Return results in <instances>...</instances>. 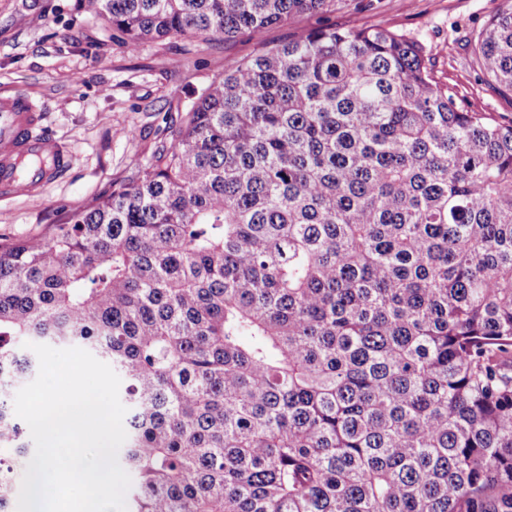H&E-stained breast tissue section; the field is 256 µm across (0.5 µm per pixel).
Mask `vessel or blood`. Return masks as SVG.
Here are the masks:
<instances>
[{"label": "vessel or blood", "instance_id": "vessel-or-blood-1", "mask_svg": "<svg viewBox=\"0 0 512 512\" xmlns=\"http://www.w3.org/2000/svg\"><path fill=\"white\" fill-rule=\"evenodd\" d=\"M43 120L25 95L0 97V196L37 194L70 168V152L45 130ZM27 160L34 166L25 171L21 164Z\"/></svg>", "mask_w": 512, "mask_h": 512}]
</instances>
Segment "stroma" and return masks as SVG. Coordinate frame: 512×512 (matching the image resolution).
I'll use <instances>...</instances> for the list:
<instances>
[{"instance_id": "35a3bbf8", "label": "stroma", "mask_w": 512, "mask_h": 512, "mask_svg": "<svg viewBox=\"0 0 512 512\" xmlns=\"http://www.w3.org/2000/svg\"><path fill=\"white\" fill-rule=\"evenodd\" d=\"M503 0H327L325 15H303L225 41L166 37L128 51L111 25L81 0H0V95L21 92L40 105L48 131L71 153L68 171L34 197L0 198V237L31 239L106 195L135 164L153 162L198 94L260 43L276 44L326 18L383 25L421 44L434 76L470 109L512 119V91L485 81L472 52Z\"/></svg>"}]
</instances>
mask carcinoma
I'll use <instances>...</instances> for the list:
<instances>
[{"label": "carcinoma", "mask_w": 512, "mask_h": 512, "mask_svg": "<svg viewBox=\"0 0 512 512\" xmlns=\"http://www.w3.org/2000/svg\"><path fill=\"white\" fill-rule=\"evenodd\" d=\"M326 0H83L134 50L260 37ZM478 31L512 90V0ZM109 364L127 512H512V121L396 30L328 21L235 60L155 162L0 240V512L24 344Z\"/></svg>", "instance_id": "carcinoma-1"}]
</instances>
